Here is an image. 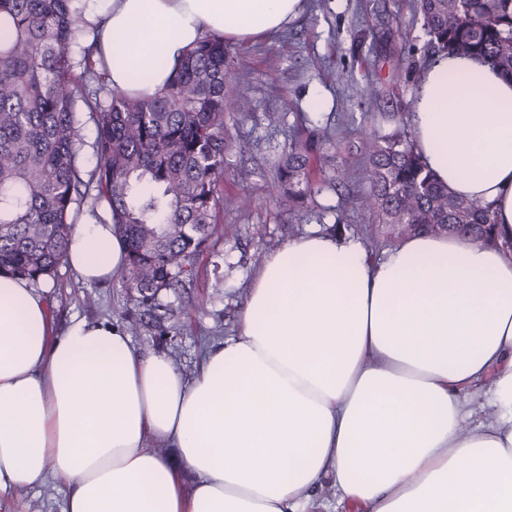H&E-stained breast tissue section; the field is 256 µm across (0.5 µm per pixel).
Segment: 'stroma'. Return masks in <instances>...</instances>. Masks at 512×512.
Wrapping results in <instances>:
<instances>
[{
  "label": "stroma",
  "instance_id": "35a3bbf8",
  "mask_svg": "<svg viewBox=\"0 0 512 512\" xmlns=\"http://www.w3.org/2000/svg\"><path fill=\"white\" fill-rule=\"evenodd\" d=\"M426 44L410 0H304L282 33L231 42L228 91L250 106L225 120L222 225L197 256L193 282L173 303L176 339L166 351L184 373L193 374L205 344L232 334L253 272L288 238L338 230L363 241L372 257L382 256L387 241L357 207L368 186L361 140L392 131L396 117L409 116L428 61ZM372 86L378 97L368 95ZM301 127L333 137L336 161L351 162L350 178L343 185H322L303 207L288 211L269 196L271 162ZM48 285L58 333L76 316L121 322L128 306L119 274L109 283L89 285L62 265ZM88 295L93 304L85 303ZM65 492L61 478L18 489L15 512H62Z\"/></svg>",
  "mask_w": 512,
  "mask_h": 512
}]
</instances>
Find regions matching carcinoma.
Here are the masks:
<instances>
[{
  "instance_id": "cac0c4a2",
  "label": "carcinoma",
  "mask_w": 512,
  "mask_h": 512,
  "mask_svg": "<svg viewBox=\"0 0 512 512\" xmlns=\"http://www.w3.org/2000/svg\"><path fill=\"white\" fill-rule=\"evenodd\" d=\"M433 51L487 60L512 76V0H412ZM83 0H0V274L34 283L55 275L84 208L106 205L126 241L128 331L165 320L191 280L217 223L226 150L224 116L248 106L227 90L232 55L222 37L190 50L151 98L109 85L107 64L87 41ZM93 120L97 165L78 162L83 114ZM332 137L290 139L274 169L272 198L294 209L314 192L312 160ZM361 152L368 187L358 198L384 239L466 234L497 245L489 209L457 197L425 166L405 130L371 133Z\"/></svg>"
}]
</instances>
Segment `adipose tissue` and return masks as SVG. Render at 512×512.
<instances>
[{
    "label": "adipose tissue",
    "mask_w": 512,
    "mask_h": 512,
    "mask_svg": "<svg viewBox=\"0 0 512 512\" xmlns=\"http://www.w3.org/2000/svg\"><path fill=\"white\" fill-rule=\"evenodd\" d=\"M302 6L107 0L88 21L113 89L151 97L206 36L268 35ZM411 124L436 179L488 206L497 246L423 233L375 260L359 241L288 239L193 375L108 320L54 335L46 288L1 274L0 512L54 477L63 512H314L326 481L336 512H512V79L435 54ZM66 263L102 283L126 244L87 217ZM480 383L493 413L469 426Z\"/></svg>",
    "instance_id": "1"
}]
</instances>
